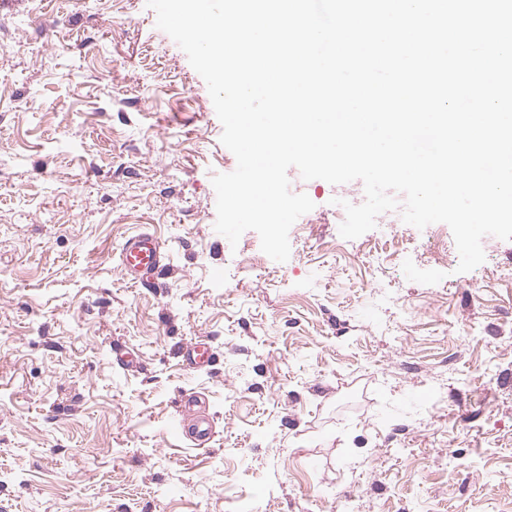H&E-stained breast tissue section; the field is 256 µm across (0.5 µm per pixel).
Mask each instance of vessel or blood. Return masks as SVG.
Wrapping results in <instances>:
<instances>
[{"instance_id": "1", "label": "vessel or blood", "mask_w": 512, "mask_h": 512, "mask_svg": "<svg viewBox=\"0 0 512 512\" xmlns=\"http://www.w3.org/2000/svg\"><path fill=\"white\" fill-rule=\"evenodd\" d=\"M120 268L124 278L131 284H151L167 271L166 253L162 243L153 234L140 231L128 235L120 249ZM187 364L203 368L213 364L215 354L208 343L200 342L184 352ZM183 416L191 423L183 433L199 447L208 446L213 439L211 418L199 396L193 392L184 393L180 400Z\"/></svg>"}]
</instances>
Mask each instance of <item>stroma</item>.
Wrapping results in <instances>:
<instances>
[{
  "mask_svg": "<svg viewBox=\"0 0 512 512\" xmlns=\"http://www.w3.org/2000/svg\"><path fill=\"white\" fill-rule=\"evenodd\" d=\"M146 0H0V512H512V240L436 281L377 230L399 284L345 244L336 187L264 274L255 231L216 232L212 177L236 168L207 85ZM146 230L168 271L122 276ZM326 269L310 282L309 271ZM207 340L210 370L184 364ZM123 348L136 369L114 364ZM447 383L430 407L428 386ZM206 397L209 447L180 437ZM365 258L367 259V263L370 266L380 269L381 274H382V277L380 279V285L378 287L379 289L376 294L375 300L368 308V312L371 315H374L376 306L388 303V302L392 301L394 297L390 295V291H389V288H392V287L390 286L389 282H386V280L383 277V268L382 267L384 266L385 259L379 253H372V252L365 253Z\"/></svg>",
  "mask_w": 512,
  "mask_h": 512,
  "instance_id": "stroma-1",
  "label": "stroma"
}]
</instances>
